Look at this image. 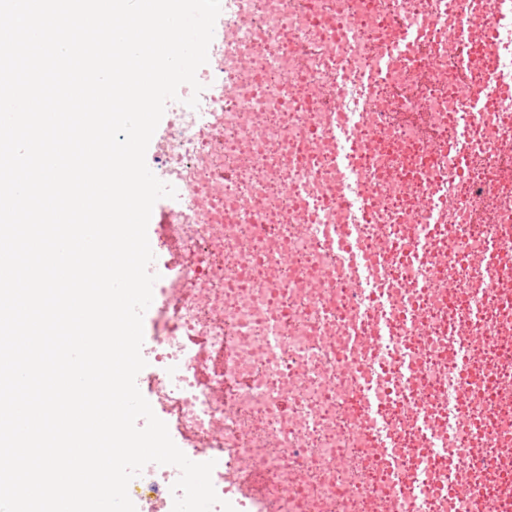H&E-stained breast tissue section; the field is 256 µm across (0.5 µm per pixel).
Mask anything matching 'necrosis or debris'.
<instances>
[{"mask_svg": "<svg viewBox=\"0 0 512 512\" xmlns=\"http://www.w3.org/2000/svg\"><path fill=\"white\" fill-rule=\"evenodd\" d=\"M492 0H224L197 75L198 108L172 107L160 148L158 178L180 201L153 250L176 252L172 275L156 281L161 326L148 355L160 405L224 490V470L261 481L267 512H476L493 475L503 478L489 512H512V314L490 307L481 326L466 316L470 298L488 286L471 266L474 254L512 253V153L497 150L508 131L499 112L478 115L472 173L456 189L442 258L408 250L410 230L424 224L416 201L423 173L440 145L455 135L453 112L484 69H501L512 45L484 50L461 74L460 48L443 43L432 25L481 16ZM429 29L375 93L380 122L363 129L352 177L336 151L317 147L332 116L353 105V92L394 25ZM236 37L225 43L224 28ZM238 94L224 98L225 82ZM428 123L432 140L420 134ZM231 182H223L225 172ZM305 185L314 210L284 195V182ZM359 196L357 211L329 199ZM209 195L207 212L195 198ZM360 222L363 261L343 262L309 224ZM367 277L379 296L373 317L397 313L410 299L422 309L427 334L405 328L425 352L418 382L406 388L393 363L403 341L351 342L357 309L352 281ZM486 336L476 352L488 376L459 385L464 421L446 449L408 417L410 393L441 415L448 391V339ZM379 390L375 419L357 406L356 381ZM294 410L280 411L283 398ZM389 431L405 461L401 482L375 451L376 428ZM466 470L471 493L454 487ZM175 476L141 473L129 485L141 512H162Z\"/></svg>", "mask_w": 512, "mask_h": 512, "instance_id": "necrosis-or-debris-1", "label": "necrosis or debris"}]
</instances>
